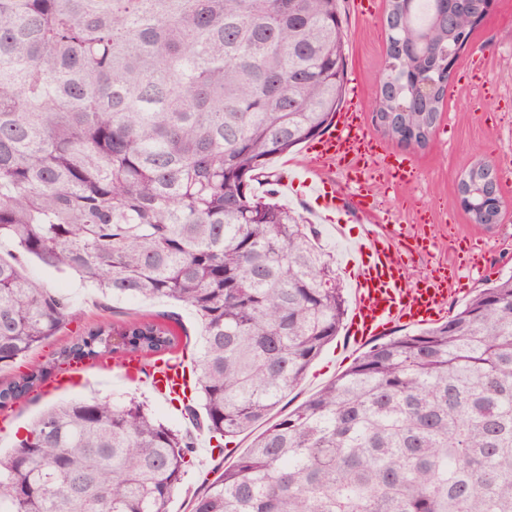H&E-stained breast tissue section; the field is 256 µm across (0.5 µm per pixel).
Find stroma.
<instances>
[{"instance_id": "35a3bbf8", "label": "stroma", "mask_w": 512, "mask_h": 512, "mask_svg": "<svg viewBox=\"0 0 512 512\" xmlns=\"http://www.w3.org/2000/svg\"><path fill=\"white\" fill-rule=\"evenodd\" d=\"M340 7L347 35L343 101L357 107L365 131L384 151L407 159L415 168V178L407 187L378 185L375 201L380 215L390 223L409 228L424 224L426 234L437 241L434 254L413 256L407 266L412 277L427 275L436 260L451 259L449 242L468 247L471 258L465 261L461 282L448 298L449 311H456L478 289L512 273V164L499 160L506 149H512V0H494L484 21L473 29L469 44L458 53L441 117L423 147L405 146L386 136L373 122L374 96L385 67L386 31L382 18L388 10V0H341ZM308 161L306 148L300 145L270 161L268 171L283 182L278 189L280 200L319 228V241L335 254L344 287L354 291L347 269L352 258L348 244L361 238L369 224L357 218L355 187L347 182L339 166L322 167L317 172L318 179L336 192L332 217L323 218L316 197L292 178L294 171ZM480 161L496 164L500 175L501 215L498 223L488 226L471 220L460 204L457 190L460 175ZM21 268L27 277L67 295L74 312L71 323L32 352L33 360H46L53 350L74 339L85 324L151 318L159 312L177 314L179 322L173 331L187 356H195L200 350L201 328L189 307L142 298L112 299L78 275L56 272L26 255L21 258ZM365 350V345L352 341L349 328H342L312 362L302 382L273 411V418L293 410L344 373ZM72 372L71 383L63 386L58 378H50L25 403L0 409V452H11L18 437L51 406L94 395L109 396L116 402L134 397L147 402L151 411L170 425L190 430L195 443L194 466L175 491L169 510L192 512L196 499L264 430L259 424L238 434L224 455L218 456L210 453L205 431L191 428L182 413L163 402L146 383L126 378L118 360L90 361L73 367Z\"/></svg>"}]
</instances>
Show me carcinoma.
<instances>
[{"label":"carcinoma","instance_id":"carcinoma-1","mask_svg":"<svg viewBox=\"0 0 512 512\" xmlns=\"http://www.w3.org/2000/svg\"><path fill=\"white\" fill-rule=\"evenodd\" d=\"M389 4L377 112L390 136L436 124L445 14ZM346 76L337 0H0V239L106 296L192 307L198 419L214 448L264 420L339 333L336 258L271 190L267 163L329 128ZM72 317L0 257V369ZM152 320L86 327L0 383V407L86 359H172ZM189 436L134 398L73 400L0 458V512H168ZM194 512H512V273L447 320L380 341L281 416Z\"/></svg>","mask_w":512,"mask_h":512}]
</instances>
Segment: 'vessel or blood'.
Returning a JSON list of instances; mask_svg holds the SVG:
<instances>
[{"mask_svg": "<svg viewBox=\"0 0 512 512\" xmlns=\"http://www.w3.org/2000/svg\"><path fill=\"white\" fill-rule=\"evenodd\" d=\"M307 151L318 161L343 166L348 181L357 188L358 210L369 215L375 211L370 186L373 170L385 169L395 183L409 178L397 160L377 161L373 140L363 130L361 114L352 109L339 112L329 132L310 143ZM413 243L425 253L434 247L430 239L399 225L369 231L354 243L359 262L353 269L356 306L350 329L355 341L379 335L398 322L437 319L445 312L448 287L459 282V269L441 263L429 276L409 281L402 253ZM185 375V368L162 365L149 372L148 380L155 393L174 399L187 393Z\"/></svg>", "mask_w": 512, "mask_h": 512, "instance_id": "obj_1", "label": "vessel or blood"}]
</instances>
